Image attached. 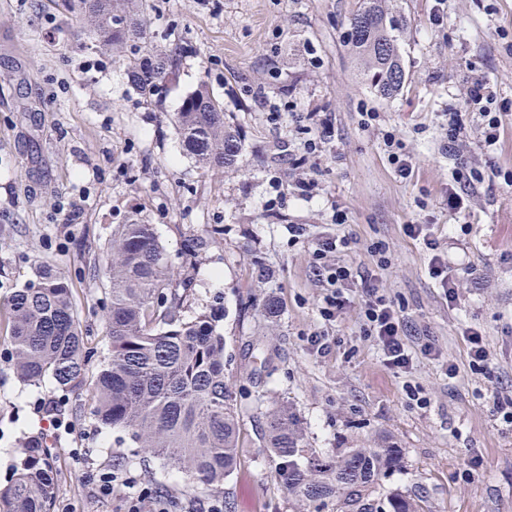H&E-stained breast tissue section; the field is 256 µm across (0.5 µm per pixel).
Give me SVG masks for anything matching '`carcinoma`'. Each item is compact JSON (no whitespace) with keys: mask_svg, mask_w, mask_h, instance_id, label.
Listing matches in <instances>:
<instances>
[{"mask_svg":"<svg viewBox=\"0 0 512 512\" xmlns=\"http://www.w3.org/2000/svg\"><path fill=\"white\" fill-rule=\"evenodd\" d=\"M79 2L103 49L131 53L130 79L142 95L158 94L176 77L175 55L139 57L149 39L139 22L143 0ZM390 2L358 0L346 33L363 75L385 99L405 81L403 19ZM177 120L185 150L199 164L236 167L242 135L207 86L184 99ZM106 272L111 354L95 377L87 369L90 347L77 319L73 283L54 267L37 270L36 278L13 289L0 308L10 329L15 373L32 385L48 376L66 394L91 393L90 413L123 430L131 447L149 449L193 490L220 489L240 461L241 429L224 380V337L215 326L219 308L191 321L179 318L191 284L174 278L150 224L112 229ZM261 440L279 460L277 482L303 505L334 502L336 512H419L398 493L372 497L382 473L405 468L403 449L390 441L311 455L301 465L304 433L286 405L269 414ZM42 447L41 437L24 441L20 465L0 486V512H51L56 488L40 456Z\"/></svg>","mask_w":512,"mask_h":512,"instance_id":"obj_1","label":"carcinoma"}]
</instances>
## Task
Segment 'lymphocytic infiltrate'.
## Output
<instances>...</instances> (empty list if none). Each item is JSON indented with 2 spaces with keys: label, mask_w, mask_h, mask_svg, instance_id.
<instances>
[{
  "label": "lymphocytic infiltrate",
  "mask_w": 512,
  "mask_h": 512,
  "mask_svg": "<svg viewBox=\"0 0 512 512\" xmlns=\"http://www.w3.org/2000/svg\"><path fill=\"white\" fill-rule=\"evenodd\" d=\"M495 93L489 82H474L468 89L467 105L477 110L483 125V143L495 146L502 126V112L493 110ZM409 237L422 241L428 254V273L442 288L449 308L461 301L462 283L452 269L448 252L441 249L426 224L406 225ZM350 247L347 236H320L312 244L310 267L323 289L319 314L326 322L337 321L351 299H359L364 336L371 338L383 366L395 372H411L418 357L439 359L432 342L414 346L409 324L400 310L381 293L376 278L362 274L340 260L339 254ZM124 493L125 512H166L163 495L154 489L139 487L136 478L122 469H111L99 477L97 495L108 500L116 491Z\"/></svg>",
  "instance_id": "obj_1"
}]
</instances>
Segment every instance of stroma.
<instances>
[{"mask_svg":"<svg viewBox=\"0 0 512 512\" xmlns=\"http://www.w3.org/2000/svg\"><path fill=\"white\" fill-rule=\"evenodd\" d=\"M356 0H146L142 16L156 49L191 43L176 80L147 98L130 84L129 59L95 48L88 25L60 0H0V300L32 278L37 265L66 271L75 308L92 340L90 372L110 355L104 318L109 300L105 256L114 227L152 225L178 278L192 282L184 320L220 307L224 375L242 431L237 469L219 495L234 512H299L279 487L276 463L259 443L266 414L288 405L306 433V452L335 454L388 439L407 467L381 476L376 496L421 499L425 512H512V428L490 411L491 393L512 396V136L481 147L480 120L470 115L465 142L449 155L444 114L464 110L468 86L486 79L496 104L512 111V0H395L406 26L401 50L406 84L382 99L365 80L345 42ZM207 85L244 133L235 168L208 170L183 148L177 114ZM290 103L280 124L267 102ZM331 130L319 156L300 168L288 159L307 137L311 113ZM364 112L377 113L371 127ZM393 132L415 165L403 178L390 165L383 136ZM483 173L465 215L448 209L459 167ZM318 188L301 199L295 181ZM83 206L80 223L64 214ZM353 237L345 259L375 272L383 293L404 308L414 337L431 340L462 364L461 328H481L494 351L493 377L464 368L448 383L437 363L419 358L411 374L381 366L361 334L360 305L325 325L322 290L310 269L311 238ZM468 224L463 297L450 309L428 275V253L408 224L434 225L440 243L449 226ZM307 225L310 238L290 240ZM206 242L186 259L187 239ZM389 248L378 269L372 244ZM274 300L277 317L264 305ZM338 344L310 353L311 332ZM420 385L427 407L411 404L405 383ZM58 403L57 415L39 411ZM70 421L72 433L52 420ZM53 444V512H118L120 499H98L88 470L130 469L177 504L192 498L182 479L89 413L88 398L65 397L52 379L20 382L9 330L0 324V484L21 458L24 438ZM482 464L464 473L468 455Z\"/></svg>","mask_w":512,"mask_h":512,"instance_id":"35a3bbf8","label":"stroma"}]
</instances>
